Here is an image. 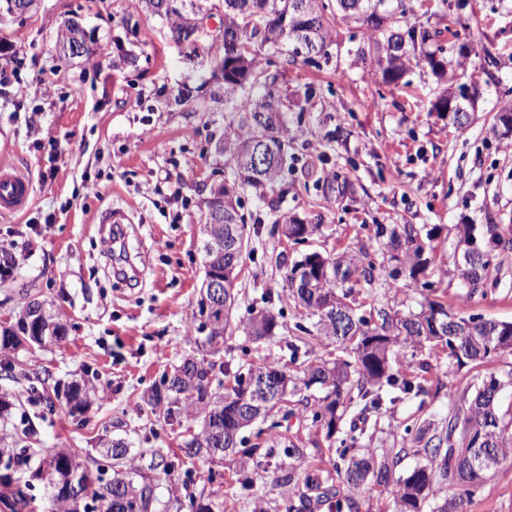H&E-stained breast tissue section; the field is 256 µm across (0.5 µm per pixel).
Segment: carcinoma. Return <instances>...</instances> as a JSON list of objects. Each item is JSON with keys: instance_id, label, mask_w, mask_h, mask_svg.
I'll return each instance as SVG.
<instances>
[{"instance_id": "obj_1", "label": "carcinoma", "mask_w": 512, "mask_h": 512, "mask_svg": "<svg viewBox=\"0 0 512 512\" xmlns=\"http://www.w3.org/2000/svg\"><path fill=\"white\" fill-rule=\"evenodd\" d=\"M387 0H224V39L215 59L224 65V100L229 104L224 116V141L221 153L230 169L224 180V215L233 219L238 239L236 257L226 253L224 228L227 224H211L203 232L205 264L232 269L224 288V322L207 333L206 342L230 339L238 331L259 345L273 342L281 330L291 334L288 344L295 372L280 361L265 358L257 363L243 362L234 371L215 369L203 359L188 357L161 376L149 395L148 404L155 418L174 432L184 433L194 426L195 438L184 442L183 456L189 459L213 460L239 454L243 463L260 467L282 456L291 460L279 467L273 483L287 488V493L258 512H312L322 502H330L336 512L357 507L354 495L371 481L391 489L395 512H419L420 504L435 499L439 484L456 487L449 498L437 502L433 512H464L474 488L484 475L506 458L512 457V417L500 413L498 400L504 387L512 384V372L503 380L491 374L464 395L458 410L448 414L446 427L433 435L429 428H417L416 439L424 441L427 463L413 468L404 476L395 475L394 465L379 458L373 448L359 452L355 448L359 428L355 420H347L351 407L359 408L356 417L370 412L381 413L385 399L383 388L403 395L427 396L432 390L426 374L404 376L394 370L401 343L422 348L428 344L448 350V356L459 366L482 362L492 356L512 355V322L461 316L448 311L435 296L433 283L420 280L430 261L425 257L435 234L415 224H395L386 231L380 227L376 237L387 236L383 246L390 254L394 268L389 273L390 287L399 281L421 285L427 292L419 311L359 314L351 300L360 284L376 287L379 276L376 264L365 246L353 254L343 252L326 256L328 275L308 283L294 278L295 269L312 265L316 254L308 253L290 262L285 277L295 308L300 317L287 327L270 310L253 309L245 321L233 319L236 298L234 281L247 249L249 232L246 216L241 212V192L250 190L254 197L276 216L272 234L291 242L314 235L318 225L306 224L296 215L280 211L287 191L288 152L293 136L288 130V112L299 100L288 96V88L277 85L278 76L269 73L273 58L283 46L291 47V57L307 48L304 61L316 63V57L330 59L328 47L336 23L341 21L361 30L366 38L360 49L361 58L370 59L381 71L383 81L394 83L408 69L412 56L418 54L433 74L442 79L448 74V49L442 43L428 51L425 46L442 35L430 27L410 26L405 17L404 0L397 7L384 8ZM152 12L164 16L175 40L182 29L198 22L195 0H145ZM472 98L461 86L445 90L434 108L457 109V122L464 126L470 115L464 100ZM269 151V160L254 166L256 148ZM327 201L352 194L350 173L331 172L324 181ZM457 248L470 261L455 266L461 287L472 295L493 290L499 285L500 265L497 252L512 249V237L502 233L500 225L459 224ZM67 325L62 312L43 301L31 299L21 306L15 322L4 328L3 345L14 349L33 343L44 345L63 339ZM318 345L322 352L298 361L300 347ZM275 379L283 383L281 393L254 398V388ZM318 385L326 390L312 408V423L332 437L344 423H349V436L335 449L337 460L332 467L343 479L340 490L333 477L313 473L302 449L296 445L278 446L276 442H256L244 435L252 424L261 421L269 428L279 426L275 416L288 407V397ZM54 394L32 388L28 401L34 405L54 406L52 397L65 396L73 414L82 413L93 401L94 390L75 381L65 389L54 386ZM36 436L32 424L22 434L0 435V457L8 455L0 468V486L9 487L14 473L27 468L30 445ZM130 449L120 439L104 444L106 460L95 468L84 464L82 456L71 449H43L45 456L38 468L29 471L27 484L49 480L57 488L58 512H153L157 477L171 476L180 459L156 454L147 469L133 465Z\"/></svg>"}]
</instances>
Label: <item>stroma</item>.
Segmentation results:
<instances>
[{"label":"stroma","mask_w":512,"mask_h":512,"mask_svg":"<svg viewBox=\"0 0 512 512\" xmlns=\"http://www.w3.org/2000/svg\"><path fill=\"white\" fill-rule=\"evenodd\" d=\"M409 25H436L447 10L463 28L469 53L452 73L454 85L478 88L471 119L459 127L451 114L435 111L443 91L419 60L403 79L383 84L369 63L356 59L362 36L336 25L329 61L313 65L276 57L272 72L289 90L312 91L307 111L288 115L297 159L288 172L282 211L318 225L308 243L322 254L370 245L381 274L392 264L372 240L377 225L417 224L434 229L430 279L449 310L512 321V250L499 256L501 283L485 296L467 295L449 281L457 257L458 224L512 225V139L491 131L493 117L512 102V0H406ZM77 19L89 35L92 58H65L59 40L65 23ZM208 39L175 41L165 17L136 0H40L34 16L0 14V67L12 70L0 89V158L31 178L33 195L23 211L0 215V261L12 259L0 277V325L6 326L25 294L59 307L67 320L64 339L51 345L0 352V386L30 389L35 373L52 383L75 380L101 394L84 413L65 404L28 406L41 448H77L85 461L97 458L101 440H123L139 464L152 453L172 455L181 446L169 427L156 422L146 402L161 373L187 356H201L200 333L189 322L204 278L199 234L203 203L224 180V158L215 143L224 132V90L212 78ZM206 103L199 112L195 103ZM349 137L332 140L336 129ZM350 169L355 193L326 202L328 173ZM245 211L259 215L250 227V258L236 282L239 308L270 303L291 322L294 304L277 262L282 246L271 232L274 218L251 193ZM112 212L124 226L121 255L111 251ZM287 336L258 347L242 334L220 343L216 363L259 361L287 354ZM429 362L438 389L426 401L401 397L378 416H368L360 445L395 463L402 475L425 464L411 431L423 423L441 428L458 395L488 373L506 375L512 356L456 366L446 351L401 350L400 372ZM317 389L288 403L278 430L308 459L331 475L324 430L310 423ZM190 475L177 472L156 490L160 501L183 495L185 478L211 489L222 472L213 512H252L278 497L274 474L238 469L236 456L195 461ZM466 512H512V459L485 477Z\"/></svg>","instance_id":"stroma-1"}]
</instances>
